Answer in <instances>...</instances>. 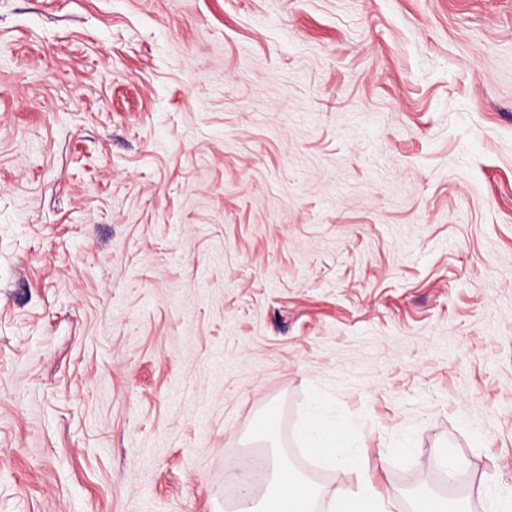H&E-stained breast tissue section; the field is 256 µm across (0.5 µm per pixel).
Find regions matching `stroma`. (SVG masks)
<instances>
[{
    "mask_svg": "<svg viewBox=\"0 0 512 512\" xmlns=\"http://www.w3.org/2000/svg\"><path fill=\"white\" fill-rule=\"evenodd\" d=\"M268 451L313 512L512 490V0H0V512ZM299 437L307 452L328 459L340 472H345L354 439V430L346 420L327 419L314 407L304 418ZM379 493L369 480L359 482L355 491L334 502L332 512H380Z\"/></svg>",
    "mask_w": 512,
    "mask_h": 512,
    "instance_id": "35a3bbf8",
    "label": "stroma"
}]
</instances>
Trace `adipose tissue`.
<instances>
[{
    "mask_svg": "<svg viewBox=\"0 0 512 512\" xmlns=\"http://www.w3.org/2000/svg\"><path fill=\"white\" fill-rule=\"evenodd\" d=\"M304 449L344 467L354 439L352 426L343 418L329 419L311 409L299 429ZM272 477L262 488H247L236 512H309L316 496L313 486L285 462L271 460Z\"/></svg>",
    "mask_w": 512,
    "mask_h": 512,
    "instance_id": "obj_1",
    "label": "adipose tissue"
}]
</instances>
